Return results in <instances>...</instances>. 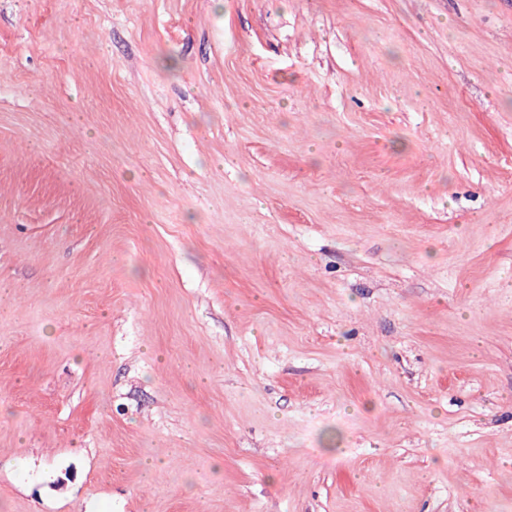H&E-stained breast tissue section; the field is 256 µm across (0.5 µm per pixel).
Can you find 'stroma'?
I'll use <instances>...</instances> for the list:
<instances>
[{
	"label": "stroma",
	"mask_w": 512,
	"mask_h": 512,
	"mask_svg": "<svg viewBox=\"0 0 512 512\" xmlns=\"http://www.w3.org/2000/svg\"><path fill=\"white\" fill-rule=\"evenodd\" d=\"M0 512H512V0H0Z\"/></svg>",
	"instance_id": "1"
}]
</instances>
